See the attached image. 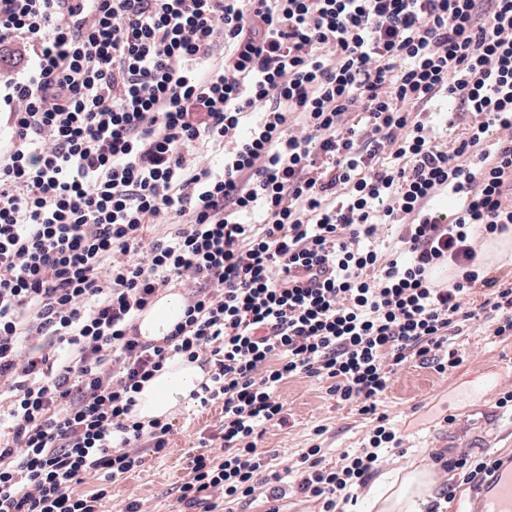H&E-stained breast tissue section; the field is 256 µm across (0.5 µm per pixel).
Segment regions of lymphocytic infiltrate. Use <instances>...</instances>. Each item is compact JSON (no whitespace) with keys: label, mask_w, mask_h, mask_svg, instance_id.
Wrapping results in <instances>:
<instances>
[{"label":"lymphocytic infiltrate","mask_w":512,"mask_h":512,"mask_svg":"<svg viewBox=\"0 0 512 512\" xmlns=\"http://www.w3.org/2000/svg\"><path fill=\"white\" fill-rule=\"evenodd\" d=\"M2 65L0 512H102L105 489L73 487L166 449L171 422L129 414L169 360L198 363L190 400L223 407V455H195L179 488L217 512L278 500L256 439L285 423L286 379L373 416L403 365L459 366L468 322L512 336V279L472 244L512 226V0H0ZM444 97L440 142L420 115ZM208 147L221 171L194 162ZM444 193L453 215L431 206ZM152 224L176 230L150 241ZM382 224L400 228L386 260ZM447 261L456 278L432 280ZM186 275L184 321L142 340ZM386 443L376 425L336 470L312 446L298 493L335 512Z\"/></svg>","instance_id":"f902f5d3"}]
</instances>
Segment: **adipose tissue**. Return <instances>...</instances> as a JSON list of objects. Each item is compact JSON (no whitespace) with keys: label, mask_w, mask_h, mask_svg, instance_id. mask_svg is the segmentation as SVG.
<instances>
[{"label":"adipose tissue","mask_w":512,"mask_h":512,"mask_svg":"<svg viewBox=\"0 0 512 512\" xmlns=\"http://www.w3.org/2000/svg\"><path fill=\"white\" fill-rule=\"evenodd\" d=\"M184 317V302L175 292L159 295L139 318L143 340L158 341ZM204 378L201 368L184 359L168 361L164 368L136 393L133 419L146 422L172 414L179 402L188 397ZM436 485L428 468H414L394 476L377 496L378 512H414L416 503L428 502Z\"/></svg>","instance_id":"obj_1"}]
</instances>
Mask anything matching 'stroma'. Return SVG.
I'll use <instances>...</instances> for the list:
<instances>
[{"instance_id": "35a3bbf8", "label": "stroma", "mask_w": 512, "mask_h": 512, "mask_svg": "<svg viewBox=\"0 0 512 512\" xmlns=\"http://www.w3.org/2000/svg\"><path fill=\"white\" fill-rule=\"evenodd\" d=\"M455 346L465 353L458 367L440 373L416 363L402 366L388 384L378 410L385 413L397 428L403 442L402 451H389L368 484L359 490L354 502H338L336 512H369L380 484L387 476L422 465L431 466L439 495L438 512H463L469 490L458 471L446 472L435 468L432 458L437 447L448 438L442 423L443 412L428 416L427 427L410 431L407 419L417 401L438 391H446L451 410L470 407L467 389L481 381V372L493 363L512 361V336L492 338L486 323L476 322L465 327L454 339ZM279 394L286 407V422L267 427L257 446L274 455L276 469H288L286 494L278 502L283 512H319L318 502L296 493L297 480L292 468L307 448L321 444L323 464L341 465L344 454L362 447L375 426L370 416L356 414L349 405L336 402L328 392V384L311 378H290L283 382ZM221 404L203 408L190 402L179 403L171 417L174 431L163 453L144 451L142 463L127 476L108 484L105 512H125L129 503H137L141 512H192L178 502L177 487L186 474L187 463L200 453L219 454L217 443L210 437L219 426ZM324 435H316V428Z\"/></svg>"}]
</instances>
